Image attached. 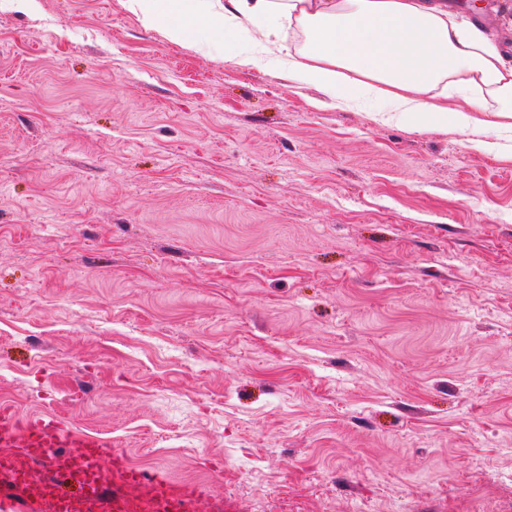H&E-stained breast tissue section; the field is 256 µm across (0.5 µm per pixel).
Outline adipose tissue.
<instances>
[{
    "mask_svg": "<svg viewBox=\"0 0 512 512\" xmlns=\"http://www.w3.org/2000/svg\"><path fill=\"white\" fill-rule=\"evenodd\" d=\"M145 23L172 41L204 33L224 41L226 59L246 46L282 49L286 30H301L289 55V80L347 103L374 96L398 120L421 128L469 127L477 112L512 119V59L446 0H131ZM486 90L451 109L428 95L448 79Z\"/></svg>",
    "mask_w": 512,
    "mask_h": 512,
    "instance_id": "adipose-tissue-1",
    "label": "adipose tissue"
}]
</instances>
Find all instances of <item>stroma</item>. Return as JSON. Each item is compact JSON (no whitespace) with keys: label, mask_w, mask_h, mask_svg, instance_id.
I'll return each mask as SVG.
<instances>
[{"label":"stroma","mask_w":512,"mask_h":512,"mask_svg":"<svg viewBox=\"0 0 512 512\" xmlns=\"http://www.w3.org/2000/svg\"><path fill=\"white\" fill-rule=\"evenodd\" d=\"M479 118L0 0V401L195 512H512V129Z\"/></svg>","instance_id":"obj_1"}]
</instances>
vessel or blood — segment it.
Returning <instances> with one entry per match:
<instances>
[{
	"label": "vessel or blood",
	"instance_id": "1",
	"mask_svg": "<svg viewBox=\"0 0 512 512\" xmlns=\"http://www.w3.org/2000/svg\"><path fill=\"white\" fill-rule=\"evenodd\" d=\"M110 470H103V461ZM48 474L37 478L33 466ZM115 485L106 494L107 485ZM200 487L174 483L163 471L130 469L111 438L73 429L53 415L20 416L0 406V512H189Z\"/></svg>",
	"mask_w": 512,
	"mask_h": 512
}]
</instances>
